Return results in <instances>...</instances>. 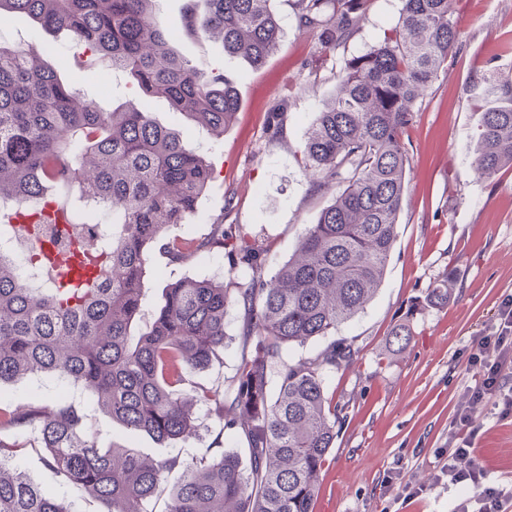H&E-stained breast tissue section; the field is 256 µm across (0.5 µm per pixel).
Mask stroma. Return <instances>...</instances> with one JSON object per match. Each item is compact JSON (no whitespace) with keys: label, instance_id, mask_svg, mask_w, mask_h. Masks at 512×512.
I'll return each instance as SVG.
<instances>
[{"label":"stroma","instance_id":"stroma-1","mask_svg":"<svg viewBox=\"0 0 512 512\" xmlns=\"http://www.w3.org/2000/svg\"><path fill=\"white\" fill-rule=\"evenodd\" d=\"M186 0H155L157 21L176 32V49L201 69L223 68L241 106L231 127L216 139L191 124L168 101L151 99L155 120L178 131L189 147L212 164L215 178L190 223L176 233H207L216 218L240 224L268 247L267 266L277 268L292 255L309 224L331 193L314 194L300 164L305 132L316 112L336 90L347 58L368 51L398 22L402 0H370L358 30L344 49L320 54L318 36L300 30L294 0H273L283 36L278 50L261 66L225 55L220 40L187 34ZM461 35L452 58L416 104L404 135L409 172L398 235L382 285L374 299L337 338L351 341L357 357L347 369L328 373L326 383L339 414V433L321 474L316 512H454L473 494L464 484L441 479L448 461L451 422L470 406L477 429L471 458L490 484H512V415H503L498 396L470 403L473 371L466 364L471 341L498 322L504 299L512 298V170L484 179L471 167L476 121L484 102L473 90L485 72L512 75V55L502 54L512 38V0H455ZM0 42H22L45 50L48 64L77 88L81 98L111 109L132 100L128 77L106 67L89 70L83 54L66 34L46 33L25 16L0 25ZM287 102L281 138L267 134L270 114ZM138 328H145L163 303L167 282L184 277L228 280L225 258L209 256L187 265L169 264L153 252ZM451 281L453 295L430 303L432 288ZM409 319L413 339L402 352L388 338ZM239 346L221 350L204 370L189 375L184 392L222 389L235 373ZM0 412L51 402L59 392L49 378L6 384ZM84 413L98 447L119 445L161 458L178 454L191 463L235 445L207 403H197L204 429L198 437L165 450L151 436L113 422L86 391L70 394ZM0 443L20 449L19 462L31 481L63 498L74 512H100L98 501L49 468L34 434L0 426Z\"/></svg>","mask_w":512,"mask_h":512}]
</instances>
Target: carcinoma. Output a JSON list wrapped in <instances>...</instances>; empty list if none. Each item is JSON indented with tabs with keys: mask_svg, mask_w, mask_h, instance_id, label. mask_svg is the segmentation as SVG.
I'll list each match as a JSON object with an SVG mask.
<instances>
[{
	"mask_svg": "<svg viewBox=\"0 0 512 512\" xmlns=\"http://www.w3.org/2000/svg\"><path fill=\"white\" fill-rule=\"evenodd\" d=\"M190 33L217 37L224 54L263 64L277 49L281 20L272 0H207ZM453 0H403L397 26L344 63L336 94L310 123L302 146L311 189L336 195L302 234L290 258L267 269V248L243 227L211 224L200 237L172 236L190 221L212 180L204 157L162 127L146 102L166 99L221 138L240 108L232 82L181 55L155 19L153 0H0V18L25 15L68 34L90 64L124 72L138 98L106 111L75 105L77 92L37 49L0 42V239L25 225L30 265L50 270L54 252L77 259L91 286L52 273L28 287L0 251V386L49 377L92 395L122 427L160 444L192 437V400L175 394L186 376L224 348L226 316L243 311L241 352L224 390L202 398L246 446L187 464L131 448H99L83 416L57 401L0 417L40 436L48 464L95 497L102 512H314L320 476L336 443L338 416L326 374L353 362L336 339L383 281L396 237L409 166L403 136L414 106L448 63L460 37ZM367 0H295L298 28L319 32L322 49L346 46ZM492 105L479 113L471 165L492 179L512 168V77H483ZM96 233L92 262L85 236ZM177 264L227 257L242 274L224 283L170 282L149 327L141 311L149 252ZM390 335L402 350L410 316ZM320 341L314 354L285 351ZM0 512H73L36 486L0 443Z\"/></svg>",
	"mask_w": 512,
	"mask_h": 512,
	"instance_id": "1",
	"label": "carcinoma"
}]
</instances>
